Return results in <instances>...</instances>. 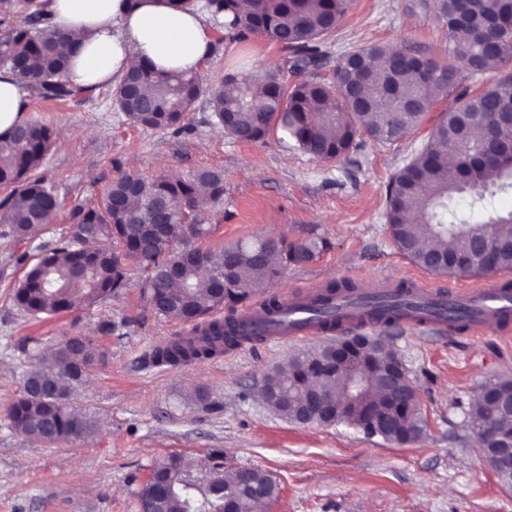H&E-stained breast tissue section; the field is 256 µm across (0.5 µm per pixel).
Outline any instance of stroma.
Listing matches in <instances>:
<instances>
[{
  "label": "stroma",
  "instance_id": "obj_1",
  "mask_svg": "<svg viewBox=\"0 0 512 512\" xmlns=\"http://www.w3.org/2000/svg\"><path fill=\"white\" fill-rule=\"evenodd\" d=\"M368 43L453 61L446 27L421 0H353L329 56ZM108 93L103 86L25 109L28 119L55 132L41 173L64 207L30 240L0 239V512H141L138 492L157 464L180 456L203 482L216 449L225 469L259 467L276 481L279 493L261 512H512V487L499 483L464 422L463 405L480 385L512 379V340L493 330L467 337L403 325L372 328L401 356L428 420L422 439L398 445L345 425L295 424L263 402L265 375L320 339L265 342L176 368L156 366L147 352L186 328L145 312L137 287L77 314L34 319L12 302L26 264L4 262L11 254L36 258L38 246L69 227L70 207L99 202L118 177H178L213 167L223 170L230 194L224 221L204 247L217 253L263 235L330 243L313 262L290 269L275 295L342 280L367 288L398 283L421 272L390 239L387 185L423 147L437 112L396 142L367 139L343 159L324 161L274 133L232 142L206 123L203 99L190 129L143 130L113 110ZM121 320L128 323L125 336L102 328ZM74 334L89 336L101 358L76 400L94 430L43 449L7 425L5 410L23 386L18 346L31 337L47 354Z\"/></svg>",
  "mask_w": 512,
  "mask_h": 512
}]
</instances>
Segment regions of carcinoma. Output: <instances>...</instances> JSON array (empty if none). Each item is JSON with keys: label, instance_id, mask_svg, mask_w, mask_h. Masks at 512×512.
I'll return each instance as SVG.
<instances>
[{"label": "carcinoma", "instance_id": "obj_1", "mask_svg": "<svg viewBox=\"0 0 512 512\" xmlns=\"http://www.w3.org/2000/svg\"><path fill=\"white\" fill-rule=\"evenodd\" d=\"M180 8L199 7L224 28V38L245 42L261 36L289 53L291 68L316 72L292 85L274 71L242 75L240 59L215 86L204 89L195 73L157 71L134 61L111 90V106L135 126L146 129L189 127L195 102L208 97L210 122L219 125L234 142H257L271 129L294 142L304 153L323 160L340 159L367 137L392 143L417 128L437 104L455 94L452 105L440 113L424 147L392 176L386 196V219L394 246L415 265L433 273L428 253L448 261L440 275L474 277L485 273L474 259L458 263L470 253V242L484 233L495 248L497 270L512 269V211H497L492 198L497 188L512 187V156L494 152L486 131L475 135L461 112H512V0H433L432 7L448 31V45L456 65L445 66L432 57L405 47L374 43L341 54L330 76L317 71L326 66L323 47L335 40L351 0H253L243 13L238 0H171ZM0 15L25 16L22 25L0 33V69L15 73L28 102H64L86 92L67 76V62L58 52L66 34L53 28L35 0H0ZM494 72L488 85L470 89ZM49 126L25 121L0 135V238L23 242L50 221L62 203L46 179L37 175L52 146ZM453 156L466 179L448 178L441 163ZM209 192V205L197 203L199 189ZM224 171L199 168L185 177L168 179L125 175L112 182L103 200L91 206L78 202L71 209L74 224L68 235L43 253L13 290V304L33 318L77 312L120 294L130 283L129 265L144 274L140 295L144 308L158 317L192 325V331L156 346L155 365H180L224 354L242 342H260L270 327L239 319V309L280 280L288 268L314 259L327 247L322 240L288 241L256 237L226 246L235 263L224 283L216 274L211 250L199 245L224 221ZM470 198L460 209L458 197ZM479 211L482 220L473 218ZM166 224L159 236L150 224ZM349 301L359 308L358 324L393 325L410 309L430 312V303L414 301L411 288L398 284L390 292L369 295L356 284L328 285L313 306L331 308ZM225 311L222 320L204 322ZM434 316L458 330L468 327L472 311L458 305ZM323 328L336 330V344L358 363L367 358L369 376L359 396L350 399L346 416L360 421L369 414L385 419L383 439L419 440L428 425L415 403L394 404L377 397V381L387 372L384 362L366 356L351 342L337 314L315 317ZM27 368L24 384L42 392L22 394L8 407L9 425L36 444H55L45 423L56 424L63 441L77 440L93 429L75 408L79 389L96 357L86 336H69L55 350V362L38 358V347L24 348ZM316 350L299 353L266 377L271 410L282 418L303 408V394L316 390L344 394L345 377H319L308 368ZM468 428L487 430L498 443L512 441V416L502 415L495 403L477 393L467 404ZM171 483L163 497L149 502L151 512H221L224 502L209 484L193 479L180 457L161 463ZM224 489L234 498L237 512H254L259 498L271 499L277 484L265 470L243 466L222 473Z\"/></svg>", "mask_w": 512, "mask_h": 512}]
</instances>
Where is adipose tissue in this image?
<instances>
[{
    "label": "adipose tissue",
    "instance_id": "1",
    "mask_svg": "<svg viewBox=\"0 0 512 512\" xmlns=\"http://www.w3.org/2000/svg\"><path fill=\"white\" fill-rule=\"evenodd\" d=\"M46 9L68 35L60 50L79 87L117 84L136 59L157 70L193 72L212 51L205 16L169 0H47ZM24 97L13 72L0 70V134L24 121Z\"/></svg>",
    "mask_w": 512,
    "mask_h": 512
}]
</instances>
